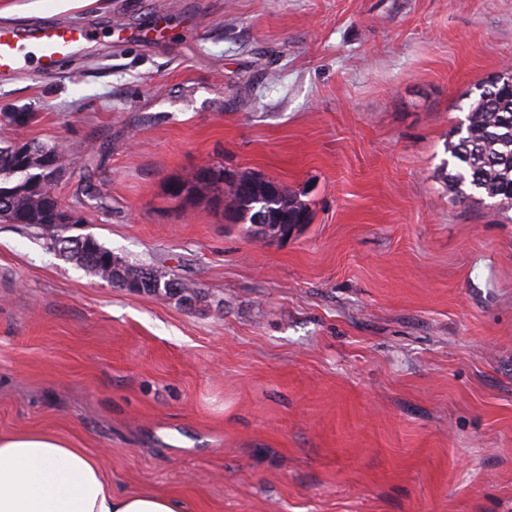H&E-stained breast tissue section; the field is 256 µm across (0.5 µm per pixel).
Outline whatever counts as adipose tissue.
I'll list each match as a JSON object with an SVG mask.
<instances>
[{
    "mask_svg": "<svg viewBox=\"0 0 512 512\" xmlns=\"http://www.w3.org/2000/svg\"><path fill=\"white\" fill-rule=\"evenodd\" d=\"M0 512H188L174 497L116 494L85 449L48 431L0 434Z\"/></svg>",
    "mask_w": 512,
    "mask_h": 512,
    "instance_id": "1",
    "label": "adipose tissue"
}]
</instances>
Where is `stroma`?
<instances>
[{
  "label": "stroma",
  "instance_id": "stroma-1",
  "mask_svg": "<svg viewBox=\"0 0 512 512\" xmlns=\"http://www.w3.org/2000/svg\"><path fill=\"white\" fill-rule=\"evenodd\" d=\"M62 71L0 74V142H51L84 233L185 279L113 287L0 223V433L192 512H512V209L438 176L512 68V0H93ZM297 193L262 242L214 164ZM180 283L183 285L184 288H182ZM180 283L173 281V280L155 279L154 277L147 276L142 279L138 278L136 281L129 283L128 285H126V288H128L132 291L143 292V293L146 288H148V289L157 288L158 292H160L162 288H166L167 291L174 293V294H178V295H182V292L180 289V288H182L184 293H189V290H190L189 285L187 284L188 285V287H187V285L185 283H183L181 281H180ZM144 294L155 295L149 291H146Z\"/></svg>",
  "mask_w": 512,
  "mask_h": 512
}]
</instances>
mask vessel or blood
Segmentation results:
<instances>
[{"mask_svg":"<svg viewBox=\"0 0 512 512\" xmlns=\"http://www.w3.org/2000/svg\"><path fill=\"white\" fill-rule=\"evenodd\" d=\"M89 29L55 20L23 28H0V72L24 73L36 67L51 71L69 62L91 42Z\"/></svg>","mask_w":512,"mask_h":512,"instance_id":"1","label":"vessel or blood"}]
</instances>
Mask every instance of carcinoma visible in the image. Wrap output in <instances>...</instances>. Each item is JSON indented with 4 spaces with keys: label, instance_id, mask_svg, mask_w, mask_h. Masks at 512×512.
Returning <instances> with one entry per match:
<instances>
[{
    "label": "carcinoma",
    "instance_id": "1",
    "mask_svg": "<svg viewBox=\"0 0 512 512\" xmlns=\"http://www.w3.org/2000/svg\"><path fill=\"white\" fill-rule=\"evenodd\" d=\"M478 98L470 105L465 122L456 126L445 145L449 158L442 161L439 176L451 197L463 202L479 193L497 200L499 205L512 207V75L497 74L478 86ZM29 167H42L44 150L62 153L56 144H29ZM14 146H0V222L21 224L44 231L51 247H56L62 230L58 225L66 220L65 210L50 193L47 185L36 189L33 181L16 170L12 163ZM211 178L185 183L190 193L201 187L224 185V194L233 203L234 219L252 223L258 206L265 198L268 178L260 174L233 173L225 178L226 168L210 167ZM278 208L308 217V209L297 195L284 186L278 188ZM76 264L110 282L116 288L125 286L128 278L141 274L143 267L130 264L89 238L83 252L69 256Z\"/></svg>",
    "mask_w": 512,
    "mask_h": 512
}]
</instances>
